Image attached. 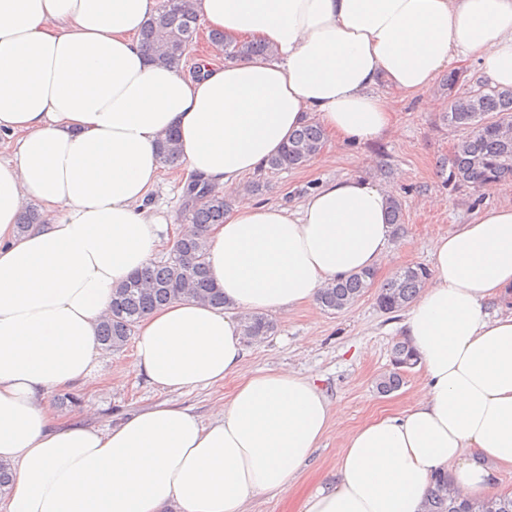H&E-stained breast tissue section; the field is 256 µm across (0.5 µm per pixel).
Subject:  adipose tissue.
I'll list each match as a JSON object with an SVG mask.
<instances>
[{
  "label": "adipose tissue",
  "mask_w": 512,
  "mask_h": 512,
  "mask_svg": "<svg viewBox=\"0 0 512 512\" xmlns=\"http://www.w3.org/2000/svg\"><path fill=\"white\" fill-rule=\"evenodd\" d=\"M208 29L270 54L154 61L140 39L159 0H0V512H243L285 492L330 426L312 380L242 375L246 313L287 314L320 288L378 268L391 188L320 183L298 207L241 196L210 235L223 307L181 298L137 326L136 366L169 392L238 377L210 422L165 403L99 426L42 399L85 381L112 294L161 247L157 150L179 138L192 174L228 190L308 122L344 142L393 130L394 96L425 92L476 57L512 87V0H191ZM38 204L42 223L18 232ZM512 206L432 244V270L402 323L425 383L404 411L349 432L334 480L299 512H421L435 471L471 498L512 468Z\"/></svg>",
  "instance_id": "adipose-tissue-1"
}]
</instances>
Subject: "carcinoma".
Listing matches in <instances>:
<instances>
[{
	"mask_svg": "<svg viewBox=\"0 0 512 512\" xmlns=\"http://www.w3.org/2000/svg\"><path fill=\"white\" fill-rule=\"evenodd\" d=\"M199 26L197 16L183 6L182 0H168L158 17L147 22L140 33L141 41L154 59L166 64H180L193 43ZM212 44L221 47L228 59L240 56L267 55L271 49L257 41H231L219 32L209 34ZM464 78L451 70L443 85L447 87L449 106L443 119L466 131V135L440 165L444 180L452 187L492 186L512 178V89L480 86L460 90ZM325 140L324 130L316 123L298 129L281 152L272 157L267 168L282 170L305 165L317 155ZM164 165L181 164V151L174 134L159 141ZM224 191L196 178L182 188V215L193 224L192 233L177 240L172 255L162 263H151L134 272L116 288L110 312L98 326V339L106 349L126 347L138 323L153 310L185 295L211 306H224V295L208 275L206 256L210 232L224 223L227 211ZM428 271L423 266H408L397 271L377 292V305L393 313L409 305L422 289ZM375 283L370 271L334 283L322 289L319 305L327 311L348 309ZM275 329L272 319L253 314L244 319V336L263 339ZM416 354L405 339L392 347V369L380 374L376 389L390 394L403 385V371L416 365ZM450 477L437 473L431 481L424 502V512H512V497L488 495L479 500L459 498L449 491Z\"/></svg>",
	"mask_w": 512,
	"mask_h": 512,
	"instance_id": "carcinoma-1",
	"label": "carcinoma"
}]
</instances>
